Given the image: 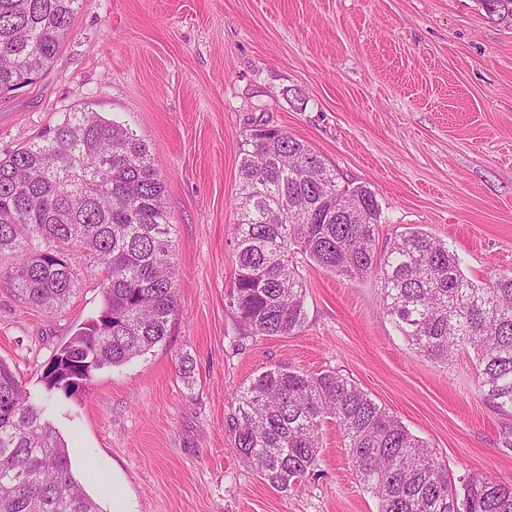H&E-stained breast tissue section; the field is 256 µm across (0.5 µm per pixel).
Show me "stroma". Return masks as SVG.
Instances as JSON below:
<instances>
[{
    "label": "stroma",
    "mask_w": 512,
    "mask_h": 512,
    "mask_svg": "<svg viewBox=\"0 0 512 512\" xmlns=\"http://www.w3.org/2000/svg\"><path fill=\"white\" fill-rule=\"evenodd\" d=\"M78 111L122 121L158 159L178 311L147 354L99 371L78 398L48 397L43 368L98 315L101 274L73 256L81 288L48 311L18 296L4 252L0 359L103 512L116 488L129 512H377L335 420L287 492L236 457L224 427L235 393L277 363L350 378L450 474L512 479V415L479 395L472 353H415L373 278L300 263L304 326L239 351L227 306L239 143L258 120L375 192L377 249L415 226L478 284L512 270V26L478 0H84L54 64L0 99V157Z\"/></svg>",
    "instance_id": "1"
}]
</instances>
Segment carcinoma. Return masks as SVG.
Returning a JSON list of instances; mask_svg holds the SVG:
<instances>
[{
  "label": "carcinoma",
  "mask_w": 512,
  "mask_h": 512,
  "mask_svg": "<svg viewBox=\"0 0 512 512\" xmlns=\"http://www.w3.org/2000/svg\"><path fill=\"white\" fill-rule=\"evenodd\" d=\"M83 0H0V98L55 61ZM512 25V0H479ZM228 295L243 330L288 336L305 323L301 253L348 279L371 276L384 309L416 352L477 362L480 395L512 411V272L468 279L444 241L408 227L376 248L381 208L366 185L342 186L306 141L252 123L239 145ZM158 161L145 140L95 112H67L35 141L0 158V253L16 255L21 298L62 306L80 286L70 254L102 276L103 308L54 353L49 393L72 398L97 371L162 342L177 310L172 222ZM224 426L242 462L273 490L314 470L325 419L340 426L378 512H512V479L455 480L427 445L351 379L275 364L242 387ZM0 512H102L72 473L67 443L0 360Z\"/></svg>",
  "instance_id": "cac0c4a2"
}]
</instances>
